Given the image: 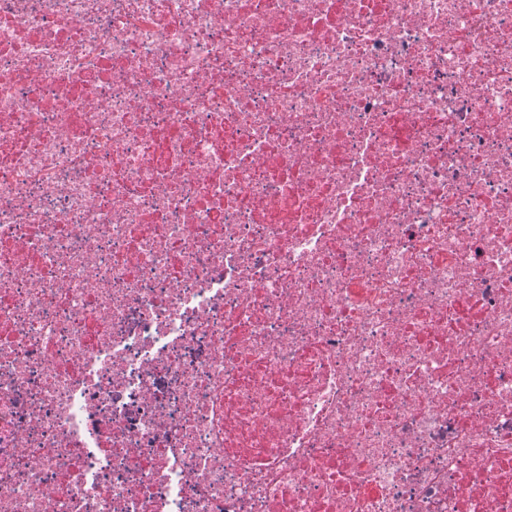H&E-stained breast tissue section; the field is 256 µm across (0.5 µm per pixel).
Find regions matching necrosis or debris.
Here are the masks:
<instances>
[{
	"instance_id": "necrosis-or-debris-1",
	"label": "necrosis or debris",
	"mask_w": 512,
	"mask_h": 512,
	"mask_svg": "<svg viewBox=\"0 0 512 512\" xmlns=\"http://www.w3.org/2000/svg\"><path fill=\"white\" fill-rule=\"evenodd\" d=\"M0 512H512V0H0Z\"/></svg>"
}]
</instances>
